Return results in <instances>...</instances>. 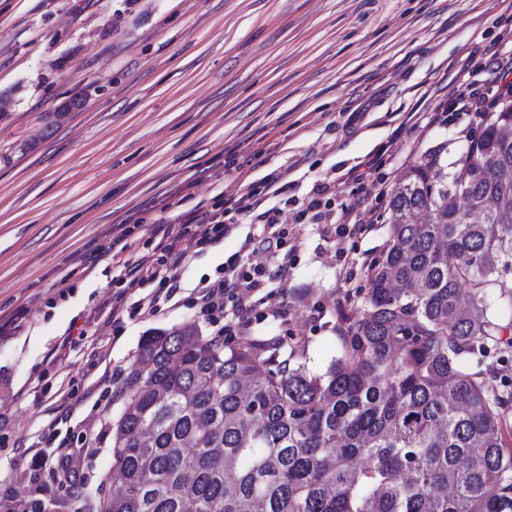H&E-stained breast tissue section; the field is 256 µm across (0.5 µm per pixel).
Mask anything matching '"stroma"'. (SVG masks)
<instances>
[{"instance_id":"1","label":"stroma","mask_w":512,"mask_h":512,"mask_svg":"<svg viewBox=\"0 0 512 512\" xmlns=\"http://www.w3.org/2000/svg\"><path fill=\"white\" fill-rule=\"evenodd\" d=\"M510 50L503 0H0V315L27 311L0 337V512L34 497L43 512H99L119 491L107 427L145 336L193 322L210 337L226 322L191 291L244 233L186 259L178 305L139 314L131 293L116 324L113 225L177 189L241 192L231 152L256 179L289 171L290 211L322 184L336 215L371 210L362 236L288 225V279L260 289L250 315L249 334L305 338L309 368L325 371L334 310L366 288L388 236L387 194L346 172L379 154L392 183L438 146L456 161L480 131L457 100L497 97ZM84 89L83 110L54 117ZM411 112L437 120L414 131ZM470 368L512 391L507 344ZM31 448L50 457L35 472ZM61 453L79 458L77 479L56 467Z\"/></svg>"}]
</instances>
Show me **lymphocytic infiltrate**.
I'll list each match as a JSON object with an SVG mask.
<instances>
[{
	"mask_svg": "<svg viewBox=\"0 0 512 512\" xmlns=\"http://www.w3.org/2000/svg\"><path fill=\"white\" fill-rule=\"evenodd\" d=\"M289 181L287 174L270 173L260 183H247L244 193L227 197L216 193L207 203H198L192 209L168 218H150L140 213L141 224L154 223L157 243L153 252L130 256L132 247L130 229L119 225L107 247L112 255L114 278L119 291L112 296L113 308H120L123 290L142 288L152 284L157 294L172 299L181 286L183 263L191 253L216 245L224 236L238 230V217L250 215L259 224L260 233L246 236L244 253L232 254L224 261V274L198 289L195 301L201 312L207 313L232 303L237 325H225V335H234L236 327L246 326L256 305L253 296L258 288L271 279L286 280L287 262L278 255L285 246L283 224H328L333 216L323 208L322 193H315L304 212L288 216ZM333 223V222H332Z\"/></svg>",
	"mask_w": 512,
	"mask_h": 512,
	"instance_id": "1",
	"label": "lymphocytic infiltrate"
}]
</instances>
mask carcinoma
<instances>
[{"label":"carcinoma","mask_w":512,"mask_h":512,"mask_svg":"<svg viewBox=\"0 0 512 512\" xmlns=\"http://www.w3.org/2000/svg\"><path fill=\"white\" fill-rule=\"evenodd\" d=\"M481 126L458 160L440 147L395 181L323 373L303 337L144 338L101 512H512V391L490 395L467 363L512 325V100Z\"/></svg>","instance_id":"cac0c4a2"}]
</instances>
